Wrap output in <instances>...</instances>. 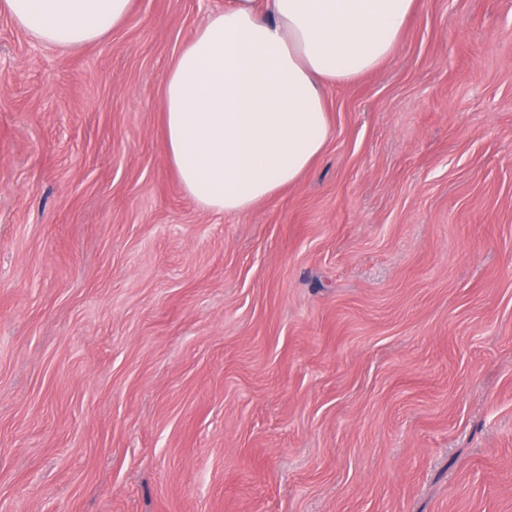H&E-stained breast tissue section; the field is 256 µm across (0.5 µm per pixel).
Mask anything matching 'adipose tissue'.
I'll use <instances>...</instances> for the list:
<instances>
[{
  "instance_id": "1",
  "label": "adipose tissue",
  "mask_w": 512,
  "mask_h": 512,
  "mask_svg": "<svg viewBox=\"0 0 512 512\" xmlns=\"http://www.w3.org/2000/svg\"><path fill=\"white\" fill-rule=\"evenodd\" d=\"M415 0H226L160 91L166 154L202 209L241 215L296 183L330 135L324 90L387 60ZM51 47L98 41L130 0H0Z\"/></svg>"
}]
</instances>
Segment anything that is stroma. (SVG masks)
<instances>
[{
  "label": "stroma",
  "instance_id": "stroma-1",
  "mask_svg": "<svg viewBox=\"0 0 512 512\" xmlns=\"http://www.w3.org/2000/svg\"><path fill=\"white\" fill-rule=\"evenodd\" d=\"M223 7L0 13V512H512V0H416L244 215L162 134ZM130 0H1L0 12L51 47L98 41L129 16Z\"/></svg>",
  "mask_w": 512,
  "mask_h": 512
}]
</instances>
